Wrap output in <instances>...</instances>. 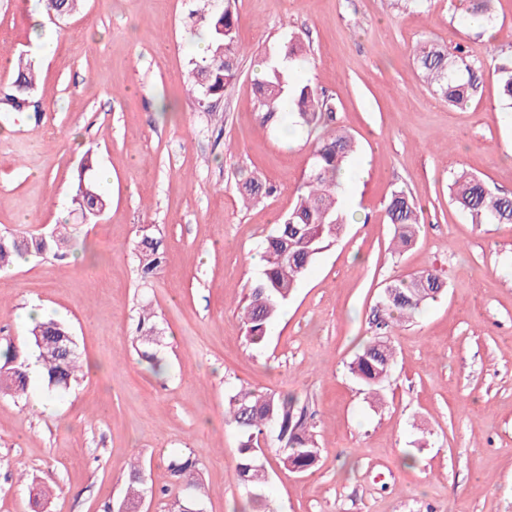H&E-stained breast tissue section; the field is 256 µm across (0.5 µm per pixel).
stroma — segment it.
Listing matches in <instances>:
<instances>
[{
	"instance_id": "35a3bbf8",
	"label": "stroma",
	"mask_w": 512,
	"mask_h": 512,
	"mask_svg": "<svg viewBox=\"0 0 512 512\" xmlns=\"http://www.w3.org/2000/svg\"><path fill=\"white\" fill-rule=\"evenodd\" d=\"M196 0H83L64 18L42 0H0V95L17 58L31 62L40 114L0 108V231L67 224L65 256L0 270V344L32 366L19 312L30 306L73 332L82 372L62 395L41 378L27 396L0 393V512H118L131 464L148 493L139 512H172L187 493L167 469L195 456L204 512H252L224 417L230 389L293 396L320 456L285 469L274 437L263 462L266 512H512V224H475L449 198L461 171L512 195V110L494 62L512 58V0L473 25L461 0H239L238 76L209 108L187 62L208 35ZM313 60L297 80L322 89L333 124L370 166L343 205L356 220L318 255L264 348L240 311L257 258L305 178L317 133L261 128L257 67L288 34ZM424 40L481 63L465 107L432 93L413 59ZM110 203L70 221L84 155ZM272 186L247 206L234 185ZM422 207L416 242L390 251L392 191ZM166 262L151 282L135 257L142 227ZM436 271L446 293L396 327V367L375 403L349 365L372 338L383 289ZM151 305L165 368L142 358L138 311ZM40 411H32L33 402ZM50 494L38 498L39 489Z\"/></svg>"
}]
</instances>
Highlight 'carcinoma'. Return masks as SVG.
<instances>
[{
  "mask_svg": "<svg viewBox=\"0 0 512 512\" xmlns=\"http://www.w3.org/2000/svg\"><path fill=\"white\" fill-rule=\"evenodd\" d=\"M199 13L206 23L208 53L189 60V75L193 92L199 101L224 95L234 80L242 60L243 48L239 42L240 23L236 0H224L218 10L215 0H199ZM416 60L424 73L428 88L451 105L467 104L477 91L481 66L465 55L462 48L455 53L425 41L416 48ZM310 64V56L303 40L291 36L274 51L273 64L256 85L260 125L279 124L288 118L301 127H312L322 119L333 117V108L323 92L309 83L293 80V71ZM501 94L512 102V62L497 66ZM16 88L27 93L35 84L31 64L19 59L16 64ZM352 136L343 129H332L320 139L314 150L310 169L296 190L293 207L266 236L263 253L266 261L261 276L254 282L242 307L245 338L252 346H261L276 321L278 311L285 303L301 277L316 256L344 232L350 216L342 208L337 183L338 172L347 167L355 153ZM244 200H255L262 193V183L247 178L237 184ZM450 196L458 209L475 224H511L512 197L491 193L476 176L467 172L456 177L450 187ZM72 210L95 219V213L109 205V198L100 190L93 176V162L86 157L78 171L71 199ZM387 218L394 226V242L398 251H404L415 241L421 224V210L404 191L391 193ZM67 231L41 241L33 236L0 234V268L8 267L17 256L62 255L69 247ZM141 276L155 277L165 260L163 239L150 229H142L136 246ZM446 288L432 271H424L408 280H399L386 286L380 299L383 317L375 320V337L351 363L355 378L372 393L379 396L383 384L395 365V347L390 335L402 321L416 314L422 305L435 300ZM68 331L65 325L47 319L34 324L29 340L38 350L39 363L47 385L68 389L77 380L81 365L76 354L64 355L58 346V331ZM0 392L23 396L28 389V374L17 362L15 351L0 348ZM225 418L239 433V461L236 471L241 484L251 490L253 499L262 498L268 483V474L261 460V444L266 440L269 426L275 427L276 440L284 453L283 467L296 472H308L315 467L320 448L310 433L305 418L295 408L290 396L275 393H256L239 389L228 396ZM168 470L176 480L190 488L198 486V463L186 453H175L168 458ZM146 488L140 469L133 468L128 481L125 512H137Z\"/></svg>",
  "mask_w": 512,
  "mask_h": 512,
  "instance_id": "1",
  "label": "carcinoma"
}]
</instances>
